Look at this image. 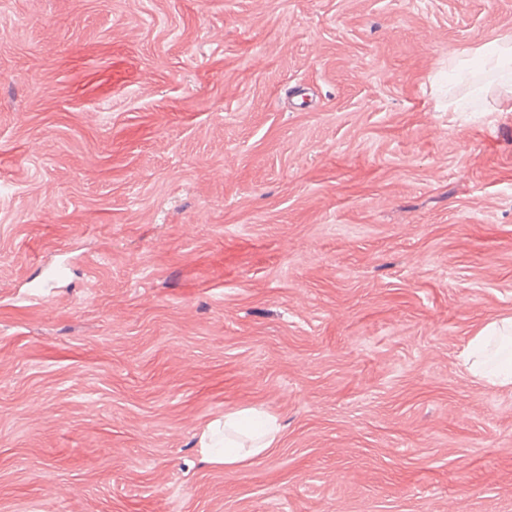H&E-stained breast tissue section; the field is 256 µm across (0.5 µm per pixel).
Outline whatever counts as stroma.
Returning a JSON list of instances; mask_svg holds the SVG:
<instances>
[{"label":"stroma","instance_id":"1","mask_svg":"<svg viewBox=\"0 0 512 512\" xmlns=\"http://www.w3.org/2000/svg\"><path fill=\"white\" fill-rule=\"evenodd\" d=\"M509 34L512 0H0V512H512V390L461 360L512 315V105L448 69ZM249 405L275 448L212 465ZM219 421L199 437L201 451L224 470H236L262 460L277 441V419L256 407H242L224 413V438ZM247 442V443H246Z\"/></svg>","mask_w":512,"mask_h":512}]
</instances>
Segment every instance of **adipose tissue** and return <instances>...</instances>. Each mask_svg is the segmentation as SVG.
I'll use <instances>...</instances> for the list:
<instances>
[{"label":"adipose tissue","instance_id":"adipose-tissue-1","mask_svg":"<svg viewBox=\"0 0 512 512\" xmlns=\"http://www.w3.org/2000/svg\"><path fill=\"white\" fill-rule=\"evenodd\" d=\"M468 370L476 379L498 387H512V316L484 325L466 349ZM279 427L275 417L255 407L225 412L199 437L201 451L217 466L236 470L267 456Z\"/></svg>","mask_w":512,"mask_h":512}]
</instances>
